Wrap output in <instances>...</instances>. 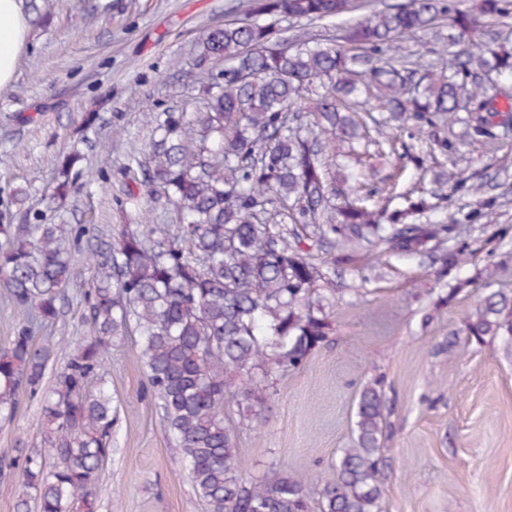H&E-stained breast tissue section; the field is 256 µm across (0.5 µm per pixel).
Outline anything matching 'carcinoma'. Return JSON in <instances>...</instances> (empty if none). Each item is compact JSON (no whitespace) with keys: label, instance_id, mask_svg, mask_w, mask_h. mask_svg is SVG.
<instances>
[{"label":"carcinoma","instance_id":"cac0c4a2","mask_svg":"<svg viewBox=\"0 0 512 512\" xmlns=\"http://www.w3.org/2000/svg\"><path fill=\"white\" fill-rule=\"evenodd\" d=\"M246 19L209 29L196 44L194 79L206 89L193 113L149 112L152 137L128 156L126 179L171 206L175 223L149 215L126 224L118 238H98L85 291L94 336L68 354L44 389L56 354L36 341L38 323L62 314L77 257L67 243L82 224L63 228L0 222V287L19 315L0 348V421L10 422L20 398L41 401V421L54 456H0V471L19 469L26 497L17 512H96L95 480L112 455L117 408L107 388L112 342L138 336L137 361L146 392L162 412L173 450L188 470L206 512H380L384 495L380 442L387 418L380 381L360 393L352 446L342 449L323 480L318 504L307 481L274 472L243 476L238 427L224 420L229 381L246 400L262 403L257 384L302 367L334 329L336 289L325 288L319 251L339 247L334 263L373 236L394 254L420 255L456 237L460 220L409 223L413 214L446 212L476 190L470 178L442 173L448 192L404 195L405 207L383 214L364 205L336 208L327 174L336 142L361 138V123L343 103L362 95L385 113L377 152L393 145L392 127L411 139L440 125H462L461 137L484 145L512 131V52L479 39L489 21L507 25L512 0H483L481 15L456 0H405L373 9L338 39L286 36L278 21L334 22L355 0H241ZM451 18L458 35L451 63L405 50L402 42ZM224 62L213 72L205 65ZM224 82H219V77ZM82 157L63 156L47 208L65 197ZM497 198L480 201L465 220L491 219ZM311 228L302 238L288 223ZM466 256L443 258L441 274ZM468 340L512 341V294L491 291L465 321Z\"/></svg>","mask_w":512,"mask_h":512}]
</instances>
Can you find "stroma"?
<instances>
[{
    "label": "stroma",
    "mask_w": 512,
    "mask_h": 512,
    "mask_svg": "<svg viewBox=\"0 0 512 512\" xmlns=\"http://www.w3.org/2000/svg\"><path fill=\"white\" fill-rule=\"evenodd\" d=\"M238 3L23 0L29 37L11 83L0 88V212L10 223H32L46 210L58 157L76 147L84 173L51 218L95 231L79 243L83 259L62 315L44 330L53 342L65 346L91 334L80 299L93 276L86 258L96 233H119L144 211L172 223V211L149 196L125 201L121 168L148 137L147 113L197 103L189 78L195 43L239 19ZM91 112L97 118L87 130ZM413 145L399 134L389 157L364 159V185L349 197L378 210L388 202L381 187L431 191L434 170L444 167L501 195L495 221L462 225L456 240L413 258L365 242L356 262L335 266L322 249V271L336 290L332 340L275 381L260 424L239 430L244 475L254 480L275 469L311 483L326 477L352 444L360 390L377 382L388 414L381 512H512V343L468 341L464 321L479 292L468 288L454 304L443 302L457 279L485 266L491 289L512 292V238L499 235L512 225V137L487 146L458 142L453 157L434 154L422 169L401 158ZM18 187L28 191L20 205L12 201ZM460 242L471 256L440 276L442 256ZM136 351L131 336L108 356L117 420L114 451L98 478V512H205L145 393ZM21 448L50 453L35 399H23L13 422L0 424V454Z\"/></svg>",
    "instance_id": "1"
}]
</instances>
